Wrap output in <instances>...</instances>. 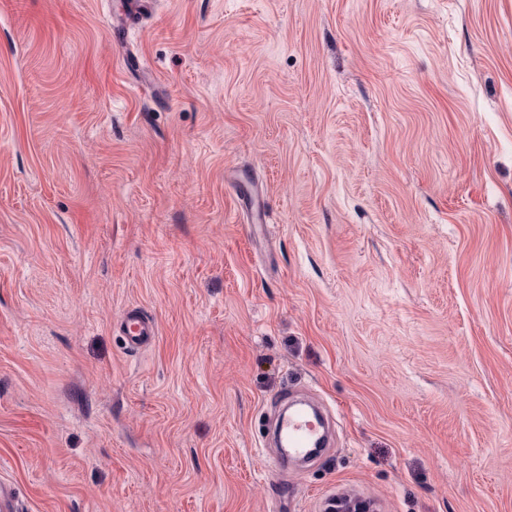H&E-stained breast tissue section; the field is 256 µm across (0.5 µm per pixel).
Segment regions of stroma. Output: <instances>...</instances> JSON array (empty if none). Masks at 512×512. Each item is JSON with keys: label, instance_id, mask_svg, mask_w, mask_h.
Listing matches in <instances>:
<instances>
[{"label": "stroma", "instance_id": "obj_1", "mask_svg": "<svg viewBox=\"0 0 512 512\" xmlns=\"http://www.w3.org/2000/svg\"><path fill=\"white\" fill-rule=\"evenodd\" d=\"M126 12L0 0L19 512H512V0ZM291 392L333 440L280 470ZM120 334L126 350L141 351L155 342L158 327L154 318L142 308L128 310L123 318Z\"/></svg>", "mask_w": 512, "mask_h": 512}]
</instances>
